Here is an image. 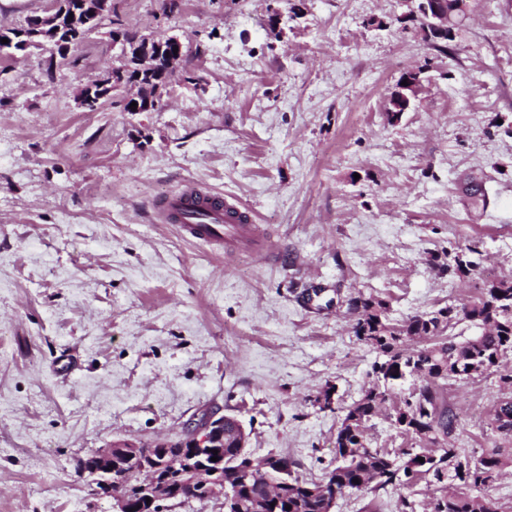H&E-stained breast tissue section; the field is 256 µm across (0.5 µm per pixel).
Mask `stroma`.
Instances as JSON below:
<instances>
[{
  "label": "stroma",
  "mask_w": 512,
  "mask_h": 512,
  "mask_svg": "<svg viewBox=\"0 0 512 512\" xmlns=\"http://www.w3.org/2000/svg\"><path fill=\"white\" fill-rule=\"evenodd\" d=\"M404 0H112L66 56L0 57V512H110L76 461L120 438L178 437L210 410L246 450L331 468L344 409L372 381L353 298L394 324L512 281V0H471L451 40ZM173 37L158 106L98 111L86 84L125 62L113 29ZM423 73L408 112L386 106ZM195 185L237 198L277 257L228 252L159 223ZM477 248L462 276L456 253ZM333 387L337 410H320ZM498 377L449 381L456 447L499 443ZM430 477L365 487L333 512H425Z\"/></svg>",
  "instance_id": "1"
}]
</instances>
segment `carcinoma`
Segmentation results:
<instances>
[{
  "mask_svg": "<svg viewBox=\"0 0 512 512\" xmlns=\"http://www.w3.org/2000/svg\"><path fill=\"white\" fill-rule=\"evenodd\" d=\"M161 39H142L129 43L128 62L133 67L130 77L137 78L142 66L140 51L156 48ZM505 294L512 305V286L492 283L475 300L460 308L445 306L436 311L417 314L402 325L390 323L386 304L373 297H357L352 308L357 312L353 333L357 340L377 354L372 365L373 382L362 397L348 408L336 433L334 466L326 480L336 484L338 492H348L376 483V487L400 483L408 485L420 476L430 475L439 484V496L432 501L430 512H498L495 502L482 495L492 486L500 472L512 468V450L494 446L474 459L462 449L448 445L453 432V418L443 395L445 380L467 379L476 373L499 374L502 397L494 406L488 426L504 439L512 441V371L500 372L502 357L512 352V315L495 308ZM461 320L484 327L478 335L458 341L448 329ZM413 337L426 340L420 349L409 348ZM419 381L408 396L394 405V423L415 438L437 447V454L419 462L421 449L402 451L406 461L399 465L392 456L373 448L366 436V425L380 406L392 396L397 382L406 377ZM288 467L287 487L281 489L276 512H328L330 504L309 488L318 486L297 473L298 463L279 457ZM121 488L131 502V512H142L139 490L141 477L128 466L119 476ZM236 496L243 505L241 512L264 508L267 492L259 480L239 485Z\"/></svg>",
  "mask_w": 512,
  "mask_h": 512,
  "instance_id": "obj_1",
  "label": "carcinoma"
}]
</instances>
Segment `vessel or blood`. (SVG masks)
Returning a JSON list of instances; mask_svg holds the SVG:
<instances>
[{"label":"vessel or blood","mask_w":512,"mask_h":512,"mask_svg":"<svg viewBox=\"0 0 512 512\" xmlns=\"http://www.w3.org/2000/svg\"><path fill=\"white\" fill-rule=\"evenodd\" d=\"M157 211L164 223L178 225L197 243L243 245L259 254L272 253L267 240L253 231L251 212L235 200L189 186L162 198Z\"/></svg>","instance_id":"vessel-or-blood-1"}]
</instances>
